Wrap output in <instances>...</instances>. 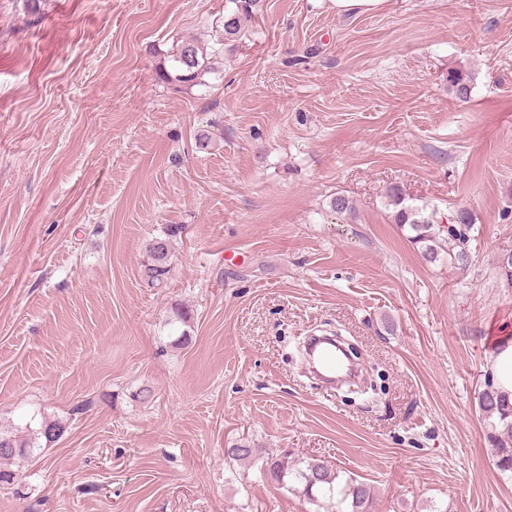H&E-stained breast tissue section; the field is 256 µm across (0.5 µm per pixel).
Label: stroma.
I'll use <instances>...</instances> for the list:
<instances>
[{
  "mask_svg": "<svg viewBox=\"0 0 512 512\" xmlns=\"http://www.w3.org/2000/svg\"><path fill=\"white\" fill-rule=\"evenodd\" d=\"M223 15L0 0V425H67L13 464L0 512H326L227 463L243 438L366 483L372 512H512L478 408L512 337V0H261L208 86L160 82ZM393 186L439 224L471 212L466 269L422 258ZM336 330L375 404L301 373L298 343ZM182 232L180 226L169 224L162 234L152 238L145 249L147 259L143 262L142 278L148 287L155 288L164 283L170 271L172 242Z\"/></svg>",
  "mask_w": 512,
  "mask_h": 512,
  "instance_id": "1",
  "label": "stroma"
}]
</instances>
